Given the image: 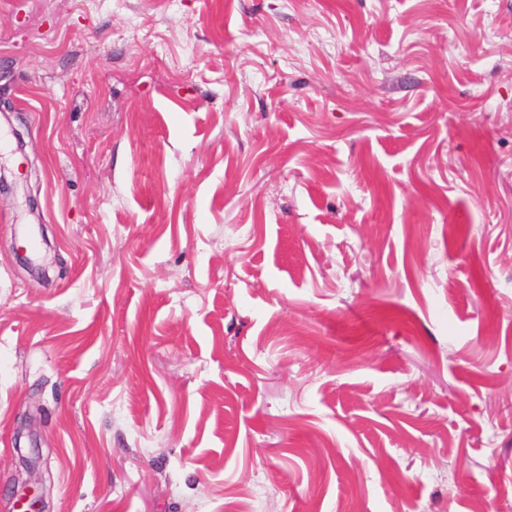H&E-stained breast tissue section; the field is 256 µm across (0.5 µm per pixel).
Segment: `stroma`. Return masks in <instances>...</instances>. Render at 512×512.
Instances as JSON below:
<instances>
[{
  "instance_id": "obj_1",
  "label": "stroma",
  "mask_w": 512,
  "mask_h": 512,
  "mask_svg": "<svg viewBox=\"0 0 512 512\" xmlns=\"http://www.w3.org/2000/svg\"><path fill=\"white\" fill-rule=\"evenodd\" d=\"M0 166V512H512V0H0Z\"/></svg>"
}]
</instances>
